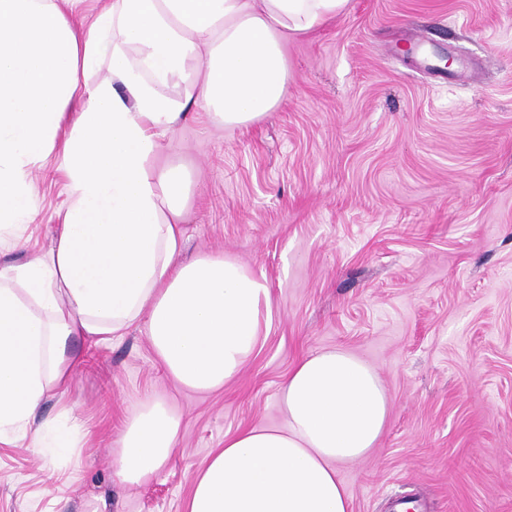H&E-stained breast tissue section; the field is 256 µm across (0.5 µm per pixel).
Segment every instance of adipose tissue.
Wrapping results in <instances>:
<instances>
[{
	"instance_id": "ef3b65f1",
	"label": "adipose tissue",
	"mask_w": 512,
	"mask_h": 512,
	"mask_svg": "<svg viewBox=\"0 0 512 512\" xmlns=\"http://www.w3.org/2000/svg\"><path fill=\"white\" fill-rule=\"evenodd\" d=\"M81 2L0 0V233L32 221L30 172L58 149L68 194L45 258L0 268V436L64 455L79 442L73 408L29 425L44 396L69 389L73 337L106 342L145 323L168 375L197 391L222 389L255 350L273 314L265 276L227 255L184 257L191 182L150 161L194 105L227 129L273 111L287 92L285 40L348 0H112L78 21ZM279 402L283 425L225 437L184 512H351L337 466L386 427L376 370L346 349L317 350ZM179 430L164 402H143L117 442L121 481L155 477Z\"/></svg>"
}]
</instances>
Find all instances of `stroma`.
I'll return each mask as SVG.
<instances>
[{
    "instance_id": "obj_1",
    "label": "stroma",
    "mask_w": 512,
    "mask_h": 512,
    "mask_svg": "<svg viewBox=\"0 0 512 512\" xmlns=\"http://www.w3.org/2000/svg\"><path fill=\"white\" fill-rule=\"evenodd\" d=\"M279 106L224 129L191 114L155 165L183 166L185 256L230 255L276 313L233 381L178 387L145 325L77 339L81 363L37 417L73 407L72 455L0 440V512H184L226 436L284 422L304 354L342 347L378 372L387 426L338 467L352 512H512V0H348L288 39ZM451 56L443 70L434 58ZM61 153L32 173L36 215L0 262L46 255L67 203ZM181 418L176 449L128 486L112 450L143 401Z\"/></svg>"
}]
</instances>
